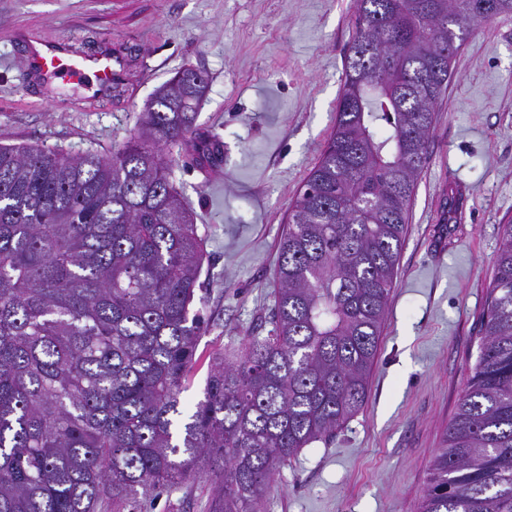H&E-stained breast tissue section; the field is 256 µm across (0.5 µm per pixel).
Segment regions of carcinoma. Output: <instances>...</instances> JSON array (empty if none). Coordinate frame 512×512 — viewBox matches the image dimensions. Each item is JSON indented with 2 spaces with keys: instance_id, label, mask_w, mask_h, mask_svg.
<instances>
[{
  "instance_id": "1",
  "label": "carcinoma",
  "mask_w": 512,
  "mask_h": 512,
  "mask_svg": "<svg viewBox=\"0 0 512 512\" xmlns=\"http://www.w3.org/2000/svg\"><path fill=\"white\" fill-rule=\"evenodd\" d=\"M503 13L512 0H355L272 328L212 359L178 433L204 237L163 149L196 134L208 79L176 73L110 154L0 145V512H101L206 472L210 512H259L279 469L367 400L436 105L466 39ZM194 148L224 162L218 138ZM420 509L512 512V224Z\"/></svg>"
}]
</instances>
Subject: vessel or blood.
<instances>
[{
  "label": "vessel or blood",
  "instance_id": "obj_1",
  "mask_svg": "<svg viewBox=\"0 0 512 512\" xmlns=\"http://www.w3.org/2000/svg\"><path fill=\"white\" fill-rule=\"evenodd\" d=\"M33 63L40 75L50 80L67 83L95 81L97 85L107 86L117 80V58L108 54L74 59L68 57L64 49L53 42L46 43L42 51L34 52Z\"/></svg>",
  "mask_w": 512,
  "mask_h": 512
}]
</instances>
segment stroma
I'll list each match as a JSON object with an SVG mask.
<instances>
[{
    "label": "stroma",
    "instance_id": "stroma-1",
    "mask_svg": "<svg viewBox=\"0 0 512 512\" xmlns=\"http://www.w3.org/2000/svg\"><path fill=\"white\" fill-rule=\"evenodd\" d=\"M354 37V0H0V143L108 154L177 71L209 79L197 126L223 140V164L167 150L206 251L207 331L181 411L202 399L213 356L234 359L270 328L278 242L332 132ZM44 41L112 52L117 90L43 79L30 47ZM509 223L512 14L467 38L436 107L365 405L281 469L262 512H419ZM213 482L204 473L121 512H209Z\"/></svg>",
    "mask_w": 512,
    "mask_h": 512
}]
</instances>
